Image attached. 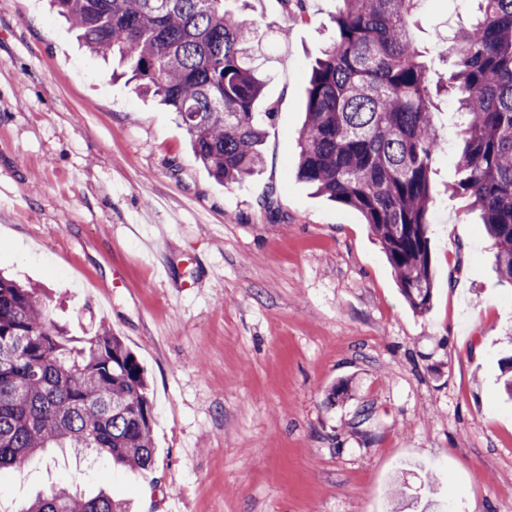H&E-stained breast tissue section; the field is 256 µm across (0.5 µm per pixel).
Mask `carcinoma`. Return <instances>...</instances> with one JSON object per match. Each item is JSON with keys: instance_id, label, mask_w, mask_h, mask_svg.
Returning a JSON list of instances; mask_svg holds the SVG:
<instances>
[{"instance_id": "1", "label": "carcinoma", "mask_w": 512, "mask_h": 512, "mask_svg": "<svg viewBox=\"0 0 512 512\" xmlns=\"http://www.w3.org/2000/svg\"><path fill=\"white\" fill-rule=\"evenodd\" d=\"M227 0H51L96 55L128 66L139 90L175 113L195 159L218 182H242L262 164L254 112L264 82L248 53L254 20ZM335 35L311 69L296 177L359 212L399 287L419 313L431 307V174L442 143L432 90L413 37L422 0H336ZM467 26L440 38L452 57L463 147L454 190L469 198L495 241L496 269L512 285V0H477ZM144 369L107 330L73 344L46 296L0 275V471L49 448L96 452L117 465H154ZM18 512H127L101 490L66 487Z\"/></svg>"}]
</instances>
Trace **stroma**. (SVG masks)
Masks as SVG:
<instances>
[{"label": "stroma", "instance_id": "obj_1", "mask_svg": "<svg viewBox=\"0 0 512 512\" xmlns=\"http://www.w3.org/2000/svg\"><path fill=\"white\" fill-rule=\"evenodd\" d=\"M335 0H248L265 80L262 168L227 187L173 112L114 76L49 0H0V270L47 289L83 341L143 366L155 465L54 449L0 473V512L65 485L133 512H512V285L458 175L455 102L434 97L433 302L402 295L356 210L295 176L309 70ZM468 0H421L436 35ZM347 385V393L331 390Z\"/></svg>", "mask_w": 512, "mask_h": 512}]
</instances>
